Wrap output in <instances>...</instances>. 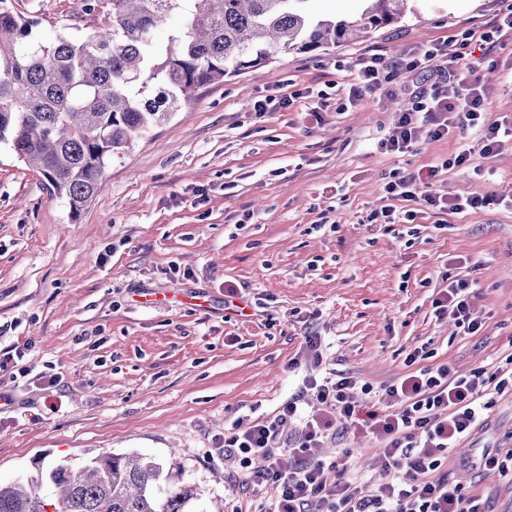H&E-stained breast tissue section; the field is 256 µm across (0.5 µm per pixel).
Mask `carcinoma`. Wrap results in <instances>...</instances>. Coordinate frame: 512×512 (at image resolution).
Returning <instances> with one entry per match:
<instances>
[{
    "mask_svg": "<svg viewBox=\"0 0 512 512\" xmlns=\"http://www.w3.org/2000/svg\"><path fill=\"white\" fill-rule=\"evenodd\" d=\"M192 7L184 9V2ZM309 0H85L103 14L89 33L39 38V21L0 7V143L39 170L77 219L112 160L167 122L196 92L269 62L363 39L395 22L406 0H363L354 21L315 18ZM181 26L156 32L174 12ZM161 467L103 451L48 472L55 499L18 480L0 483V512H190L184 485L158 502Z\"/></svg>",
    "mask_w": 512,
    "mask_h": 512,
    "instance_id": "1",
    "label": "carcinoma"
}]
</instances>
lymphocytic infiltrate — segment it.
Returning a JSON list of instances; mask_svg holds the SVG:
<instances>
[{
  "label": "lymphocytic infiltrate",
  "instance_id": "f902f5d3",
  "mask_svg": "<svg viewBox=\"0 0 512 512\" xmlns=\"http://www.w3.org/2000/svg\"><path fill=\"white\" fill-rule=\"evenodd\" d=\"M512 40V7L488 31L469 30L456 47L437 41L390 59L369 51L357 59L351 72L349 98L358 101L381 90L395 75L419 77L421 87L411 93L410 108L399 111L392 135L383 148L389 153H405L417 141L418 129H426L430 140L447 138L451 130L480 128L476 145H463L446 164L467 169L480 156H487L512 141V116L486 122L488 93L477 76L486 58L485 45ZM459 80L455 96H447L441 86L448 77ZM389 199L381 215L385 223L397 219L413 222L415 211L398 212L401 202H424L426 208L459 214L493 204L485 197L448 198L415 175H407L385 186ZM471 284L465 279L449 282L434 305L438 315H451L460 334L477 333L482 322L472 305ZM370 394V386H355L347 377L337 376L334 384L306 381L305 395L320 404L316 414L305 411L304 395L284 403L269 419L254 420L247 429L224 437L225 460L251 467L258 482L268 485L273 496L271 512H310L312 503L326 512H484L477 497L464 493L460 484L441 479L427 480L428 472L442 467L450 448L470 436L480 425L490 404L488 392L512 391V367L491 377L474 372L454 375L447 366L420 368L385 387L386 413L364 408L352 396L353 389ZM382 439L384 466L390 481L368 490L347 477V464L308 457L307 451L321 443L335 424Z\"/></svg>",
  "mask_w": 512,
  "mask_h": 512
}]
</instances>
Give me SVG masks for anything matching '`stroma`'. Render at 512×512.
<instances>
[{
    "label": "stroma",
    "instance_id": "obj_1",
    "mask_svg": "<svg viewBox=\"0 0 512 512\" xmlns=\"http://www.w3.org/2000/svg\"><path fill=\"white\" fill-rule=\"evenodd\" d=\"M38 31L89 32L100 16L83 0H5ZM505 0H411L405 17L366 40L272 62L198 91L166 123L106 169L78 219L46 178L0 146V348L16 347L34 376L0 371V482L50 493L47 472L100 452L138 453L162 466L165 489L192 485L196 512H268L271 491L225 462L224 435L241 418L274 416L308 376L369 384L367 405L418 367L493 375L512 358V209L418 213L370 221L384 187L407 174L456 195L512 199V143L481 172L446 169L456 136L412 152L380 149L413 82L398 75L357 105L345 88L370 48L396 58L468 29L489 30ZM480 73L487 118L512 114V42ZM287 92V109L253 103ZM108 253L100 262V253ZM472 280L482 320L458 335L433 302L449 279ZM234 287L252 309L226 310ZM162 291L165 306L140 303ZM320 336L319 367H294ZM512 448V393L495 398L482 429L450 450L439 476L512 512V480L480 465L485 449ZM380 444L337 428L314 457H345L351 475L388 480Z\"/></svg>",
    "mask_w": 512,
    "mask_h": 512
}]
</instances>
